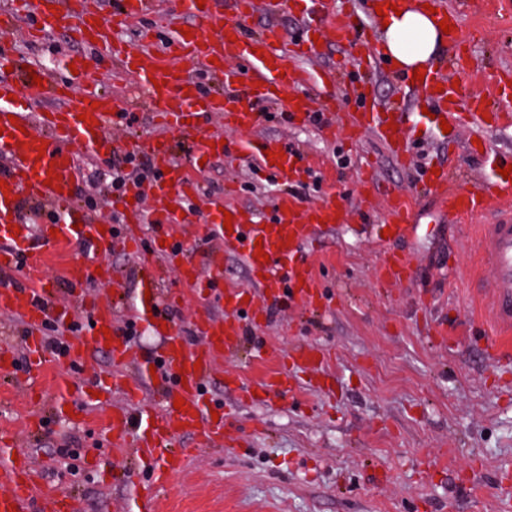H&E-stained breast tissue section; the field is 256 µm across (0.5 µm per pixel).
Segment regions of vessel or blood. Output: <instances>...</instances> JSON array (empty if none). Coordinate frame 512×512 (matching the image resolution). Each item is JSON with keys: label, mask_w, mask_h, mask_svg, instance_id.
<instances>
[{"label": "vessel or blood", "mask_w": 512, "mask_h": 512, "mask_svg": "<svg viewBox=\"0 0 512 512\" xmlns=\"http://www.w3.org/2000/svg\"><path fill=\"white\" fill-rule=\"evenodd\" d=\"M437 9L438 19L451 26L450 39L456 49H463L468 38L461 32V18L471 10V0H425ZM277 0H118L111 15L84 12L79 0H10L0 10V23L16 25L27 19L23 34L30 40H42L54 23L66 22L75 50L65 53L63 65L82 68L88 58L79 45L96 39L106 44L99 55L100 66L118 65L120 74L133 81L145 95L153 110L159 131L155 134L114 138L110 125L119 111L118 98L95 89L76 92L72 82L54 79L45 69L29 72L22 61L0 43V274L23 265L32 274L30 282L0 289V311L18 318L23 327L22 344L29 370L46 375L54 361L47 355L41 336L48 319L66 322L76 308L90 312L91 323L79 330L59 336L65 357L71 364L81 363L92 352H106L112 363L111 383H99L97 391L108 387L121 389L129 406L112 409V445L128 448L139 470L148 472L151 482L163 484L181 472L191 454L180 447L183 439L195 440L198 446L223 445L232 450L235 440L223 421L214 420L212 402L206 386L216 375L224 357L239 345L243 334L241 319L266 320L269 310L284 295L313 304L323 294L315 270L302 260L300 252L320 229H332L348 223L349 215L328 197L308 207H301L289 194L279 196L271 217L262 219L238 207H225L223 198L208 202L209 218L197 225L199 238L210 241L208 251L185 255L183 244L162 242L161 229L181 223L187 200L200 192L198 174L204 158L225 156L222 136L204 131L200 120L220 113L227 125L244 132L245 140L237 153L264 170L273 171L282 182L295 180L303 171L295 150L277 140H255L252 132L261 115L258 105L286 99L289 116L299 125L306 124L317 98L353 92L351 85L337 81L334 72H326L313 82L314 88L297 93V86L309 83L301 59L310 56L316 45L311 36L285 41L277 26L262 33H248L246 22L256 12L274 11ZM177 10L189 19L186 31H174L169 53L194 60L209 74L212 86L203 88L188 74H177L175 67L151 56L148 38L130 43L117 40L116 32L144 21L148 17ZM233 67H226V60ZM12 76H5V69ZM41 85H34L33 76ZM434 107L433 127L449 123L453 131L476 125L480 131L512 127V112L496 107L479 95L459 96L450 71L440 68L426 72L424 80L415 82ZM358 108L349 122L358 133L375 132L398 161H406V128L401 113L379 109L370 87L357 91ZM51 100L52 105L33 109L36 101ZM397 129H390V122ZM190 142L192 160L178 157L175 144ZM82 148L95 157L132 153L147 159L158 170L157 180L148 185H130L119 204L134 229L127 235L117 234L113 224L86 211L78 202L76 190L79 173L75 149ZM281 154L280 166H272L271 154ZM486 185L480 192L460 187L446 165H439L429 175L430 192L436 197L440 216L459 221L491 209L493 203H510L495 223L482 225L478 247L492 276L484 286L492 299V313L504 332L512 331V178L498 173V161H487ZM163 201V208L144 212L145 195ZM413 204L400 191L388 195L382 225L388 233L387 249L381 265L382 277L397 283L411 278L415 270V253L410 244L418 227L409 218ZM234 218L232 229H225V215ZM150 225L157 234L144 241L141 228ZM88 243L100 252L120 251L138 257L137 294L131 303L133 322L145 323L153 335L163 337L162 362L169 375L153 401L142 393L150 372L142 364L129 342L118 331L112 318V297H94L84 291L94 276L114 280L109 264L95 268L85 260H69L64 267V281L73 299L72 305L55 308L48 300L53 292L50 281L41 274L47 263L46 244L64 250L72 241ZM265 259H258V252ZM236 254L244 263L251 282L245 288L219 290L225 253ZM180 255L181 279L197 294L212 293L223 312L207 314L195 325L199 340L187 345L173 325L162 324L156 309L162 299L165 258ZM327 358L324 350L302 344L283 362L281 369L270 373L261 385L264 394H284L292 389V370L316 368ZM183 399V409H175L176 399ZM33 465L26 454L0 455V512H74L71 494L58 490L41 493L31 480Z\"/></svg>", "instance_id": "1"}]
</instances>
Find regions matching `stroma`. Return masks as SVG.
Here are the masks:
<instances>
[{
  "label": "stroma",
  "instance_id": "1",
  "mask_svg": "<svg viewBox=\"0 0 512 512\" xmlns=\"http://www.w3.org/2000/svg\"><path fill=\"white\" fill-rule=\"evenodd\" d=\"M462 26L472 44L454 78L463 89L487 93L481 74L512 65V11L489 9L465 17ZM66 32L58 24L44 41H20L15 50L59 75L58 50L70 45ZM361 52L352 35L328 37L308 65L348 69L355 82L364 71L349 62ZM373 80L378 99L399 107L406 127L416 132L407 144L413 165L397 166L373 134L353 139L339 129L328 138L315 126H292L275 107L255 137L284 140L317 170L284 185L243 158L229 155L204 165L187 226L205 221V199L218 194L268 216L282 193L304 205L332 193L351 220L320 233L302 251L323 287L320 308L281 302L267 325L247 327L239 355L223 360L208 392L227 410L226 424L240 446L200 449L159 490L163 512H500L502 489L512 490V362L488 359L498 329L487 296L470 285L489 277L477 249L485 219L438 224L436 201L423 188L427 168L444 163L463 188L479 189L484 163L462 143L426 131V100L408 91L396 70H376ZM85 83L115 92L136 127L154 132L151 111L130 82L94 67ZM366 164L375 170L373 191L362 184ZM392 188L414 195L420 229L411 279L385 289L377 283L384 249L363 227L380 223L384 193ZM163 290L162 306L173 311L177 331L196 341L195 320L217 314V307L185 288L174 258L167 261ZM297 342L333 352L325 373L333 389L298 388L265 405L247 397L246 388L277 367L273 358H257V346L273 350ZM26 369L17 360L13 378L0 379V428L9 432L14 451L52 463L53 480L75 495L77 512H119L145 482L127 453L113 451L101 437L113 406L125 398L117 392L89 409L83 401L95 378L111 371L109 358L89 354L70 373L67 397L74 409H87V426H69L48 411L33 435L22 428L26 407L14 390ZM229 378L240 379V386H226ZM66 435L80 450L74 475L56 453ZM94 455L99 464L91 463ZM112 467L120 472L114 482L103 476Z\"/></svg>",
  "mask_w": 512,
  "mask_h": 512
}]
</instances>
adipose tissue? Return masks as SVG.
Wrapping results in <instances>:
<instances>
[{"mask_svg":"<svg viewBox=\"0 0 512 512\" xmlns=\"http://www.w3.org/2000/svg\"><path fill=\"white\" fill-rule=\"evenodd\" d=\"M386 18L381 55L401 72L432 69L446 40L436 15L424 9L419 0H404L400 13H387Z\"/></svg>","mask_w":512,"mask_h":512,"instance_id":"ef3b65f1","label":"adipose tissue"}]
</instances>
